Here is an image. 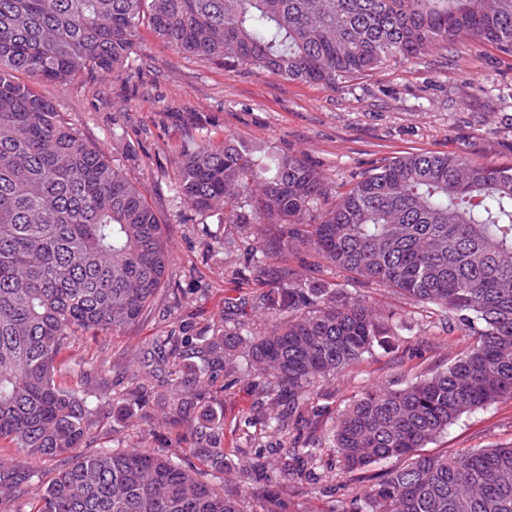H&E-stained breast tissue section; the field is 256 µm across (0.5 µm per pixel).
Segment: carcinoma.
Returning <instances> with one entry per match:
<instances>
[{
  "mask_svg": "<svg viewBox=\"0 0 512 512\" xmlns=\"http://www.w3.org/2000/svg\"><path fill=\"white\" fill-rule=\"evenodd\" d=\"M149 27L193 57L336 89L391 62L465 39L512 55V0H0V442L25 453L28 481L48 458L71 462L40 487L36 512H245L246 488L219 491L202 472L139 448L85 454L98 408L55 364L70 337L137 324L166 282L167 225L139 190L36 88L115 73ZM178 192L247 231L269 288L257 331L230 301L224 327L182 324L155 344L112 404L149 422L160 412L209 472L260 471L224 451L218 380L257 372L264 427L312 424L318 385L377 349L396 352L400 319L334 281L290 265L312 252L327 267L425 304L475 338L447 368L389 380L340 410L328 433L345 473L399 464L358 488L340 512H512V445L448 456L422 449L461 417L512 400V167L455 154L383 159L341 191L298 156L231 137L183 149ZM164 371L166 387L152 384ZM281 479L299 483L316 452L283 446ZM18 484L0 458V502ZM264 512H287L274 490Z\"/></svg>",
  "mask_w": 512,
  "mask_h": 512,
  "instance_id": "1",
  "label": "carcinoma"
}]
</instances>
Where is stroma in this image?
<instances>
[{"label": "stroma", "mask_w": 512, "mask_h": 512, "mask_svg": "<svg viewBox=\"0 0 512 512\" xmlns=\"http://www.w3.org/2000/svg\"><path fill=\"white\" fill-rule=\"evenodd\" d=\"M39 90L139 189L167 224L173 254L152 311L119 332L71 338L58 357L57 379L64 384L73 371H83L84 390L103 406L90 451L143 447L185 467L199 462L178 447L165 425L117 418L112 396L125 388L128 371L157 337L169 333L173 320L197 328L223 325L225 300L253 298L261 285L246 262L243 240L225 250L223 216L197 210L178 194L174 160L183 147L227 136L253 148L270 146L302 157L338 186L381 159L422 150L512 166V55L470 41L330 90L228 66L220 58L183 55L145 27L119 74L84 75L62 87L43 82ZM336 281L377 307L399 312L406 341L399 354L377 351L349 373L321 383L317 419L301 433L315 446L317 465L308 482L284 489L288 512H340L356 487L323 442L339 409L395 375L411 378L445 368L472 344L471 338L448 332L443 319L427 315L421 305L348 281L343 273ZM102 359L109 370L104 380L96 371ZM258 381L245 375L225 384L224 446L263 455L269 466L245 478L228 471L216 480L224 487L245 482L252 491L248 512H262L263 490L280 482L274 460L283 438L258 422ZM509 443L512 401L507 400L463 417L427 451L455 454Z\"/></svg>", "instance_id": "35a3bbf8"}]
</instances>
